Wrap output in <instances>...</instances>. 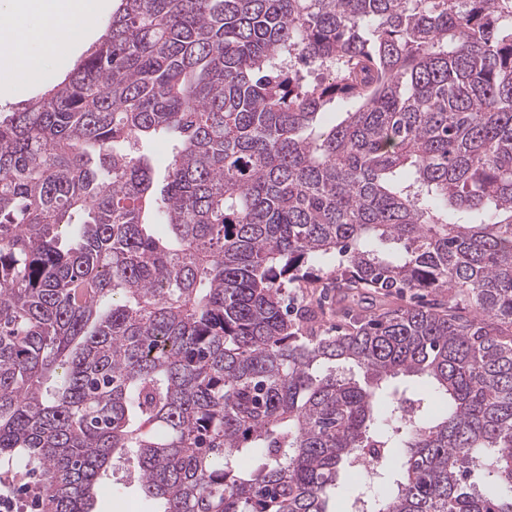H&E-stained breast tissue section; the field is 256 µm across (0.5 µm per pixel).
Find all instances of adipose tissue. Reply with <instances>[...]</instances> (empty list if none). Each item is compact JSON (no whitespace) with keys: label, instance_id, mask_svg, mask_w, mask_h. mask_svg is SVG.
Returning <instances> with one entry per match:
<instances>
[{"label":"adipose tissue","instance_id":"adipose-tissue-1","mask_svg":"<svg viewBox=\"0 0 512 512\" xmlns=\"http://www.w3.org/2000/svg\"><path fill=\"white\" fill-rule=\"evenodd\" d=\"M102 0H0V72L32 78L82 42Z\"/></svg>","mask_w":512,"mask_h":512}]
</instances>
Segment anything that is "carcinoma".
<instances>
[{
  "label": "carcinoma",
  "instance_id": "carcinoma-1",
  "mask_svg": "<svg viewBox=\"0 0 512 512\" xmlns=\"http://www.w3.org/2000/svg\"><path fill=\"white\" fill-rule=\"evenodd\" d=\"M332 264L432 300L331 336L284 289ZM367 455L353 508L512 512V0H120L0 114V470L332 512ZM139 147L140 150L149 155L152 160L157 178L156 189L159 193V190L162 187L164 170L168 161L167 146L162 140L156 138L150 142L143 143L142 145L140 144Z\"/></svg>",
  "mask_w": 512,
  "mask_h": 512
}]
</instances>
